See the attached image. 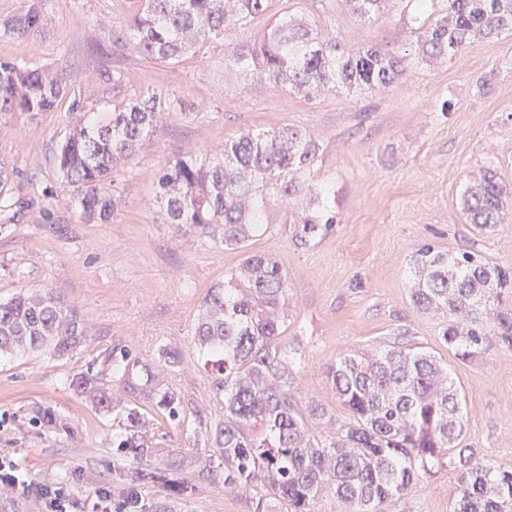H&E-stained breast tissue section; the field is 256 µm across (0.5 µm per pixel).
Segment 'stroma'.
Returning <instances> with one entry per match:
<instances>
[{"label": "stroma", "mask_w": 512, "mask_h": 512, "mask_svg": "<svg viewBox=\"0 0 512 512\" xmlns=\"http://www.w3.org/2000/svg\"><path fill=\"white\" fill-rule=\"evenodd\" d=\"M133 0H50L44 31L26 40L0 39V60L65 67L74 73L58 109L30 117L0 114V162L13 169L12 195L32 199L21 223L0 234V302L22 289H51L75 304L88 327L83 342L62 357L35 354L0 361V456L17 465L16 481L0 482V512H47L39 488L61 489L80 512H92L102 491L113 503L137 491L153 512H255L252 491H227L204 472L209 424L224 412L216 376L191 341L209 287L242 259L237 251L187 242L178 225L161 223L153 175L176 159L212 155L244 130L285 125L313 133L321 145L320 179L336 195L338 222L309 248L296 247L292 224L277 213L252 252L275 258L288 277L287 338L305 358L292 388L298 409L319 404L347 417L328 366L340 354L407 341L447 364L465 395L470 444L512 468V352L492 346L461 361L440 336L437 320L409 299L408 262L430 242L440 250H471L512 268V224L480 233L460 212L466 179L495 168L512 186V35L479 43L447 65L424 68L381 94H325L304 99L287 88L245 77L224 63V49L255 42L259 27H231L223 44H206L173 64L112 50V21ZM274 11L305 15L318 32L349 45L413 53L416 37L400 8L363 21L342 0H275ZM121 71L122 85L108 75ZM156 89L169 103L162 127L112 174L118 209L105 222H85L72 205L56 148L93 109L111 117L113 103ZM182 345L179 366L157 360L160 345ZM150 365L156 381L181 399L179 421L154 401L125 389L112 370L113 352ZM100 373L120 399L103 411L74 393L78 373ZM146 422L152 462L179 461L189 484L171 495L134 477L117 449L125 410ZM61 420L45 427L41 410ZM457 472L441 466L418 487L382 505L383 512H452Z\"/></svg>", "instance_id": "1"}]
</instances>
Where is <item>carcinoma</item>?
<instances>
[{
	"label": "carcinoma",
	"mask_w": 512,
	"mask_h": 512,
	"mask_svg": "<svg viewBox=\"0 0 512 512\" xmlns=\"http://www.w3.org/2000/svg\"><path fill=\"white\" fill-rule=\"evenodd\" d=\"M45 2L28 0L0 19V35L22 39L42 31ZM398 0H344L361 18H378ZM417 33L414 54H388L368 45L353 48L324 36L294 15L272 12V0H134V13L112 23V52H131L160 63L179 61L206 43L224 42L229 26L265 23L259 43L225 48L224 60L264 80L311 99L327 92L361 95L397 84L412 66L431 67L457 58L477 43L512 34V0H407ZM438 18L432 24V14ZM71 71L0 61V112L35 117L54 111ZM163 112L155 92L112 105L101 124L88 113L58 148L63 178L76 188L74 204L90 221L108 220L117 207L108 191L112 170L156 133ZM315 138L298 128L247 130L224 142L218 155L180 158L155 177L165 223L196 240L238 250L243 258L212 285L197 315L193 342L204 365L217 374L224 416L210 426L224 489H261L257 512L282 501L288 512H315L332 494L341 512H381L387 499L411 492L420 477L448 464L458 473L453 512H512V469L464 443V395L448 369L431 353L395 340L383 347L338 356L329 376L348 418L322 437L307 412L290 397L301 355L287 346L288 288L277 261L249 251V242L275 223V202H300L293 237L308 247L337 223L332 189L314 176ZM469 223L483 231L512 222V192L488 168L470 178L460 196ZM32 206L26 198L0 197V232L20 223ZM413 308L437 316L441 336L460 360L480 356L497 343L512 349V269L490 264L474 251L444 252L431 244L409 258ZM87 326L76 307L53 291L21 290L0 303V357L63 356L77 348ZM174 367L180 348H159ZM112 356L124 384L156 401L172 421L181 400L156 383L147 367ZM70 387L98 407L112 408V393L97 375H76ZM129 434L117 447L133 454L136 478L173 495L187 492L181 465L149 463L138 409L126 413ZM132 491L116 512H148Z\"/></svg>",
	"instance_id": "carcinoma-1"
}]
</instances>
